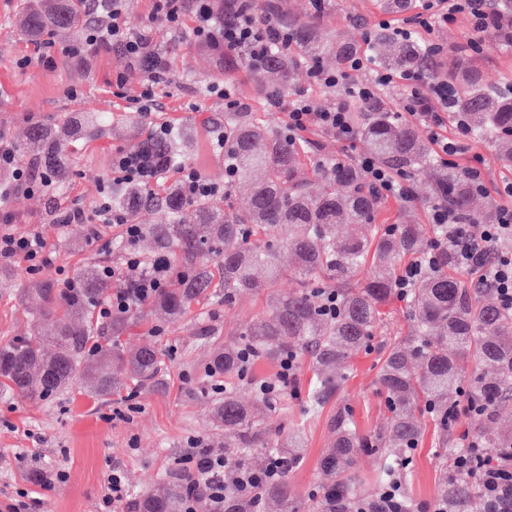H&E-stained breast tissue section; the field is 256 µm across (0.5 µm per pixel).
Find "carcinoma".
<instances>
[{
	"label": "carcinoma",
	"mask_w": 512,
	"mask_h": 512,
	"mask_svg": "<svg viewBox=\"0 0 512 512\" xmlns=\"http://www.w3.org/2000/svg\"><path fill=\"white\" fill-rule=\"evenodd\" d=\"M214 36L203 52L219 68H246L256 82L277 79L270 100L288 92L293 73L328 59L340 67L358 55L369 57L382 70L428 71L432 57L419 33L400 34L395 27L380 28L369 43L357 38L356 27L328 29L326 0H310V12L300 17L275 3L258 5L257 19L288 34L283 44L269 45L266 54L229 55L224 52V23L236 17L235 0H209ZM378 10L400 14L414 0H375ZM24 33L31 40L49 38L63 43L66 54L82 60L94 50L84 31L95 10L93 0H20ZM494 25L482 34L487 45L512 44V0H490ZM146 52L155 64L172 68L176 52L150 39ZM448 83L456 107L448 125H464L473 140L495 151L499 165L512 168V90L489 88L467 59L448 54ZM353 121L368 150L394 175L408 179L428 174L417 203L426 211L448 210L461 224L476 232L496 220L494 208L479 210L480 182L464 168L443 164L425 136L378 97L365 105L352 104ZM100 112H74L63 122L34 121L28 145L46 186L59 188L70 176L73 163L69 145L92 142L105 133ZM216 148L224 152L228 183L245 197L236 207L217 195L190 196L172 183L163 193L148 185H124L112 192V210L135 224L141 210L165 215V223L149 224L140 238L141 260L149 266L162 256L171 264L169 287L136 308L112 315L103 335L94 314L112 281L101 267L86 260L74 270L72 286L60 287L49 277L29 281L20 300L38 309L39 324L28 336L0 343V392L29 401H44L85 384L87 395L112 396L131 384L144 385L161 372L163 353L151 344L127 350L122 338L134 320L159 311L172 320L193 305L224 291L232 303L241 292L265 296L267 313L248 324L228 343L210 342L207 377L224 381L212 397V425L224 431V456L231 466L224 471V512H265L270 501L280 512H377L382 489L412 479L411 451L422 440L425 419L438 428L442 447L454 444L461 453L476 444L490 450L493 463L512 471V432L496 427L512 412V309L487 299L492 289L477 282L476 270L491 264L507 248V241L485 249L471 247L470 266H460V250L469 240L456 227L433 228L448 246L426 267L404 298L396 279L405 261H415L417 232L410 224L380 227L375 224L382 195L345 155L312 157L307 141L286 139L244 108L227 110L213 122ZM182 132L142 143L160 157L158 176L181 169L177 147ZM342 224H370L367 234L341 236ZM286 252L289 276L295 288L278 289ZM336 292V313L322 308L321 292ZM403 303L408 329H390L394 302ZM379 340L382 355L377 382L388 416L370 436L359 432L352 410H336L330 420L331 446L322 454L325 481L304 502L293 496L290 476L300 468L307 448L306 430L298 424L283 434L270 421L275 399L255 386L253 402L246 404L237 387L259 362L278 363L292 353L308 364L312 377L304 400L306 418L319 417L330 398L343 388L353 357ZM253 354L249 361L244 353ZM481 407L471 416L467 431L453 433L461 404ZM244 448H264L279 460L280 476L252 493L239 490V478L253 471ZM361 448H373L381 459L373 478L375 491L363 488L357 471ZM440 479L434 512H471L480 505L489 512L491 495L482 485L479 470L469 474L448 471V454L439 457ZM165 489L144 491L126 504V512H183L188 492L195 494L198 510L210 509L204 484L191 488L178 469L163 476Z\"/></svg>",
	"instance_id": "1"
}]
</instances>
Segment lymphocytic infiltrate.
<instances>
[{
  "instance_id": "obj_1",
  "label": "lymphocytic infiltrate",
  "mask_w": 512,
  "mask_h": 512,
  "mask_svg": "<svg viewBox=\"0 0 512 512\" xmlns=\"http://www.w3.org/2000/svg\"><path fill=\"white\" fill-rule=\"evenodd\" d=\"M107 10L110 21L107 25L92 28L87 40L90 44L107 47L118 45L131 61H138L145 41L143 37L128 31L123 20L124 0H100ZM244 8L238 18L224 26V48L235 54H248L264 45L272 37H279L274 27H262L256 18L254 0H242ZM467 16L473 29H481L489 18L486 0H429L424 13L418 14L416 23L425 32L454 23L458 16ZM364 56L352 58L345 68L327 70L314 67L310 78L316 85L339 90L341 100L336 106L318 109L307 97L293 99L288 111V131L296 134L311 127L331 132L336 138L347 140L355 130L348 104L361 103L375 98L378 89L399 85L403 90L402 110L413 120L425 127L435 152L441 158L455 155L460 144L458 139L443 136L448 126V111L454 100L448 93V82L439 77H427L416 72H376L372 83L353 84L349 81L350 71L366 66ZM9 217L0 214V263L17 259L24 260L30 271H38L48 264L49 257L45 242L40 235H20L5 231ZM105 277L123 281V288L117 289L100 304V318L109 319L114 312L124 311L137 303L156 295L166 288L171 278L167 259L157 258L151 267H143L136 253H129L120 268L105 267ZM229 464L223 454L205 447H193L177 462L179 469L194 483H204L212 501L211 512H224V470Z\"/></svg>"
}]
</instances>
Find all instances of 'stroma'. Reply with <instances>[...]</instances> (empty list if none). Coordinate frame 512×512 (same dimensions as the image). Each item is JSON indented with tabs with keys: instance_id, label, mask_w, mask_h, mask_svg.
Here are the masks:
<instances>
[{
	"instance_id": "stroma-1",
	"label": "stroma",
	"mask_w": 512,
	"mask_h": 512,
	"mask_svg": "<svg viewBox=\"0 0 512 512\" xmlns=\"http://www.w3.org/2000/svg\"><path fill=\"white\" fill-rule=\"evenodd\" d=\"M332 4L327 20L334 26L353 22L367 33L382 18L374 0H332ZM152 11L153 0H126L123 19L132 34L150 36L178 50L166 83L157 90L154 123L180 129L192 139L188 166L216 184L224 182V157L215 147L207 119L224 109L225 82L235 84L242 107L260 118H272L281 127L288 123L293 94L306 95L322 109L333 107L339 99L336 90L312 84L303 70L280 105L269 106L261 87L245 69L226 77L202 59L194 15H186L180 32L174 34L152 22ZM470 60L489 86L512 85V47L486 46L471 52ZM116 72L128 78L120 97L112 88ZM142 80L139 66L121 54L101 50L90 68L81 69L64 56L60 44L48 49L33 44L21 30L18 0H0V133L16 144L18 153L26 151L25 131L31 121L56 124L68 113L86 108L128 114L127 99L138 94ZM133 142L132 129L118 125L97 141L75 143L76 165L58 192L15 191L0 200V211L10 215L13 232L44 238L53 259L47 272L56 281L68 279L76 264L86 258L103 266L123 264L125 251L114 247L124 237L123 228L104 223L98 205L102 189L113 181V155L130 151ZM465 145L458 163H466L476 153L483 157L486 193L481 205L499 206L495 188L512 179V172L498 165L488 147L470 139ZM73 206L84 210L86 223H60L62 212ZM378 221L418 225L426 247L434 239L427 212L411 202L385 198ZM93 224L100 231L95 240L89 237ZM15 266L16 277L0 281V341L26 335L38 323L36 314L19 299L30 276L27 264L19 260ZM264 309L263 295L244 294L229 309L220 297L202 301L173 324L159 325L148 316L139 319L125 335V342L134 346L151 341L164 351V366L155 382L136 387L130 396L122 392L94 400L76 386L40 402L0 396V496L31 488L32 475L58 463L65 466L67 480L44 493L38 512H97L106 476L115 466L123 468L132 492L159 488L162 475L192 439H224L222 432L209 425L211 385L204 375L207 333L230 338ZM377 361L373 350L354 358L344 388L317 419L308 421L303 415L311 376L307 365L299 366L287 398L276 402L274 417L280 430L301 422L306 425L304 462L291 477L297 498L306 499L323 481L319 461L329 444L328 421L337 407L351 405L361 431L382 426L386 413L377 390ZM440 452L430 433L414 452L413 482L406 493L416 501L418 512H434Z\"/></svg>"
}]
</instances>
